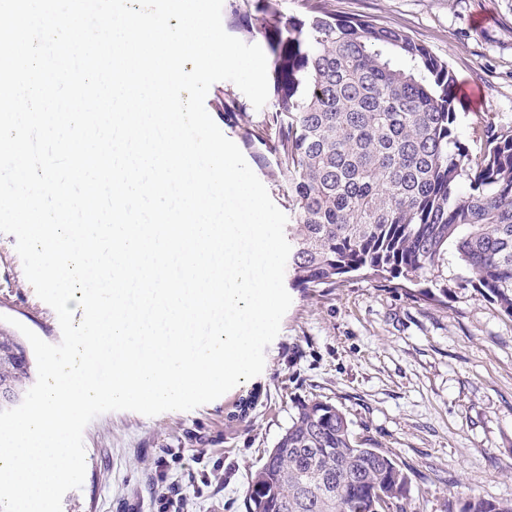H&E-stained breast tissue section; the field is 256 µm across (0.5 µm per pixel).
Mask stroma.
Returning <instances> with one entry per match:
<instances>
[{
  "mask_svg": "<svg viewBox=\"0 0 512 512\" xmlns=\"http://www.w3.org/2000/svg\"><path fill=\"white\" fill-rule=\"evenodd\" d=\"M339 16L408 32L456 76L458 134L512 129V0H318ZM235 116L223 118L222 102ZM205 107L265 185L288 208V179L269 176L273 157L245 136L267 120L229 81ZM0 234V315L56 344L55 311L38 298ZM292 304L265 351L263 372L190 411L147 417L98 415L85 428L86 474L62 512H154V462H180L168 481L198 490L189 512H246L252 471L287 428L296 403L339 408L353 432L389 454L411 478L410 512H448L471 497L512 501V317L449 263L444 280L418 284L354 273L331 288L291 290Z\"/></svg>",
  "mask_w": 512,
  "mask_h": 512,
  "instance_id": "stroma-1",
  "label": "stroma"
}]
</instances>
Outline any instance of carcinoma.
<instances>
[{"mask_svg":"<svg viewBox=\"0 0 512 512\" xmlns=\"http://www.w3.org/2000/svg\"><path fill=\"white\" fill-rule=\"evenodd\" d=\"M272 57L275 104L248 134L288 175V285L328 288L359 271L414 281L453 256L512 316V130L479 157L457 134L456 77L405 31L278 0L230 10ZM33 386L29 352L0 330V388ZM411 479L322 400L298 403L251 473L246 512H407ZM460 512H512L473 497Z\"/></svg>","mask_w":512,"mask_h":512,"instance_id":"1","label":"carcinoma"}]
</instances>
